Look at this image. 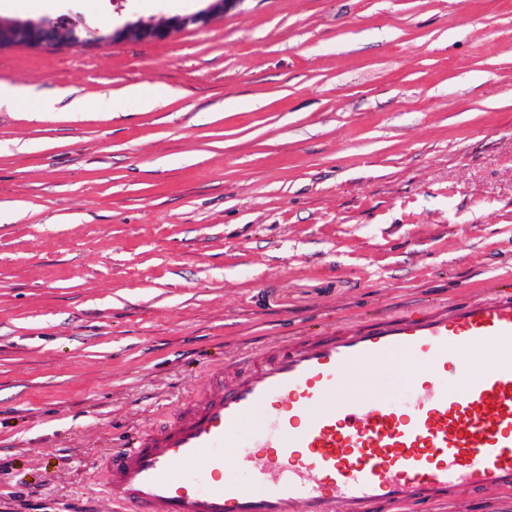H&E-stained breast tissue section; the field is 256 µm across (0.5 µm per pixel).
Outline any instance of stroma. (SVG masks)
Returning <instances> with one entry per match:
<instances>
[{
	"label": "stroma",
	"mask_w": 512,
	"mask_h": 512,
	"mask_svg": "<svg viewBox=\"0 0 512 512\" xmlns=\"http://www.w3.org/2000/svg\"><path fill=\"white\" fill-rule=\"evenodd\" d=\"M204 6L0 0L81 39L0 49V512H112L98 454L224 355L512 292V0H240L99 40ZM364 391L411 399L384 365ZM204 10L186 17H175L168 21L158 24L151 21L139 20L134 23H128L119 28H112L104 38H99L101 43L122 42V41H165L174 34L186 28L189 25L207 23L214 16L224 14L229 7L240 2V0H210Z\"/></svg>",
	"instance_id": "1"
}]
</instances>
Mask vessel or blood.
Segmentation results:
<instances>
[{
    "mask_svg": "<svg viewBox=\"0 0 512 512\" xmlns=\"http://www.w3.org/2000/svg\"><path fill=\"white\" fill-rule=\"evenodd\" d=\"M400 367L403 409L358 389ZM259 418L261 432L244 438ZM233 457H225V449ZM246 482L223 480L227 464ZM115 512H387L450 489L512 487V294L265 347L101 457Z\"/></svg>",
    "mask_w": 512,
    "mask_h": 512,
    "instance_id": "obj_1",
    "label": "vessel or blood"
}]
</instances>
